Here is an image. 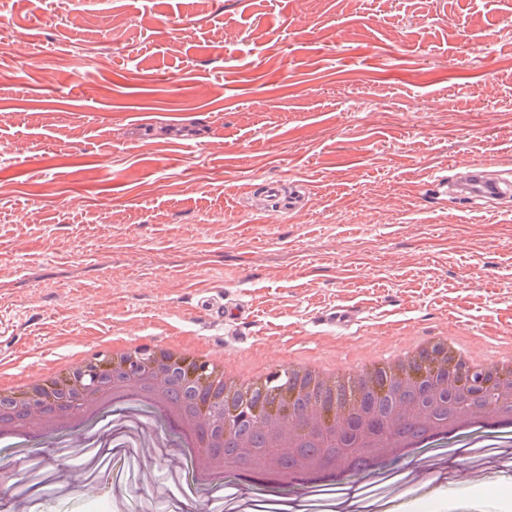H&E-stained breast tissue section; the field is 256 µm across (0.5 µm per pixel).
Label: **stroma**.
Returning <instances> with one entry per match:
<instances>
[{
    "instance_id": "obj_1",
    "label": "stroma",
    "mask_w": 512,
    "mask_h": 512,
    "mask_svg": "<svg viewBox=\"0 0 512 512\" xmlns=\"http://www.w3.org/2000/svg\"><path fill=\"white\" fill-rule=\"evenodd\" d=\"M0 359L180 336L281 365L398 332L512 336V203L438 194L512 176V0H0ZM306 186L261 208L259 185ZM245 305L241 321L201 305ZM352 308L346 326L326 319ZM124 404L109 454L0 443V512H278L269 477L191 488L183 448ZM471 474L455 484L446 464ZM94 465L99 491L74 472ZM365 491L393 512H512V429L413 451ZM262 196L268 207V211L274 214L287 213L304 198L301 189H297L293 194L285 196L282 193L281 185L277 181H264L262 183Z\"/></svg>"
}]
</instances>
